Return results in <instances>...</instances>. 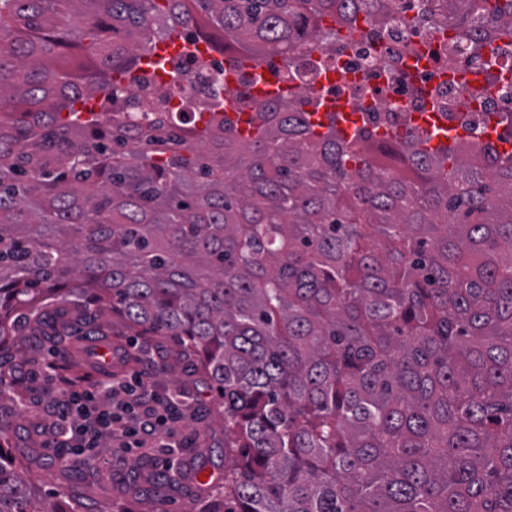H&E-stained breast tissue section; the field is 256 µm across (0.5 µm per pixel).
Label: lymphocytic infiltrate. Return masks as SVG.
<instances>
[{
  "instance_id": "obj_1",
  "label": "lymphocytic infiltrate",
  "mask_w": 512,
  "mask_h": 512,
  "mask_svg": "<svg viewBox=\"0 0 512 512\" xmlns=\"http://www.w3.org/2000/svg\"><path fill=\"white\" fill-rule=\"evenodd\" d=\"M175 409L173 400H161L141 374H113L109 383L95 390L63 393L57 414V434L70 438L76 450L99 447L111 435L115 423H123L124 433L134 447L152 439L159 447L176 448L174 432L166 423Z\"/></svg>"
}]
</instances>
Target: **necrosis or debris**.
<instances>
[{"mask_svg":"<svg viewBox=\"0 0 512 512\" xmlns=\"http://www.w3.org/2000/svg\"><path fill=\"white\" fill-rule=\"evenodd\" d=\"M227 67L209 55L193 62L173 58L166 74L144 71L122 86L121 110L129 117L151 112L166 122L183 112L206 117L219 101L234 111L263 73L248 71L230 83ZM293 72L283 83L285 93L313 88L349 105L369 132H410L414 114L435 106L449 113L466 142L481 144L486 118L512 112V45L474 61L467 43L426 22L409 27L393 17L382 26H363L353 41L342 28L324 26L314 48L294 53Z\"/></svg>","mask_w":512,"mask_h":512,"instance_id":"necrosis-or-debris-1","label":"necrosis or debris"}]
</instances>
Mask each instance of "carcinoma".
<instances>
[{"instance_id": "carcinoma-1", "label": "carcinoma", "mask_w": 512, "mask_h": 512, "mask_svg": "<svg viewBox=\"0 0 512 512\" xmlns=\"http://www.w3.org/2000/svg\"><path fill=\"white\" fill-rule=\"evenodd\" d=\"M405 0H0V372L30 336L71 370L119 315L216 386L224 498L201 512H512V152L414 137L357 151L335 117L243 135L77 105L221 38L282 67L327 18ZM479 53L512 0H425ZM0 512H86L3 452Z\"/></svg>"}]
</instances>
